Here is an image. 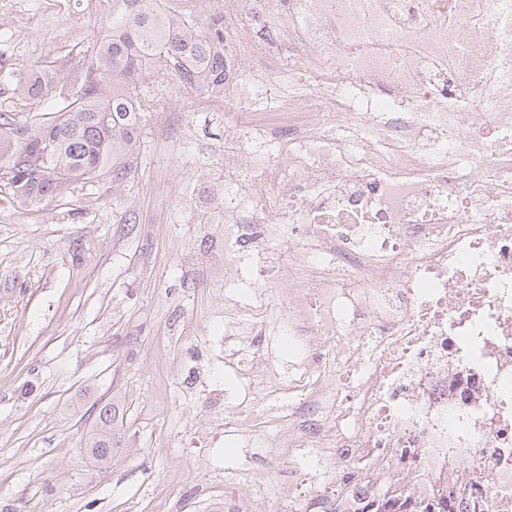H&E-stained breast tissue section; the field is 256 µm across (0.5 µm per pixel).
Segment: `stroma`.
Listing matches in <instances>:
<instances>
[{"label": "stroma", "instance_id": "obj_1", "mask_svg": "<svg viewBox=\"0 0 512 512\" xmlns=\"http://www.w3.org/2000/svg\"><path fill=\"white\" fill-rule=\"evenodd\" d=\"M112 0H0L13 82L53 61L59 93ZM203 89L139 88L137 155L27 204L0 186V512H227V478L288 469L224 436L242 378L224 364V152L234 133ZM112 402V461L85 451ZM194 465L184 468V454Z\"/></svg>", "mask_w": 512, "mask_h": 512}]
</instances>
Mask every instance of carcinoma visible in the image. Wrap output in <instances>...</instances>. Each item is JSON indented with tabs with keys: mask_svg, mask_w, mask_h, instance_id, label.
I'll use <instances>...</instances> for the list:
<instances>
[{
	"mask_svg": "<svg viewBox=\"0 0 512 512\" xmlns=\"http://www.w3.org/2000/svg\"><path fill=\"white\" fill-rule=\"evenodd\" d=\"M105 29L76 97L47 111L39 108L59 82L58 71L44 65L18 87L35 113L25 121L0 113V186L17 200L51 201L70 185L105 172L114 183L129 177L142 111L136 90L148 65L171 67L189 88L224 90L222 17L199 27L162 10L159 0H112ZM85 447L101 461L110 458L112 403L100 406ZM396 505L378 491L361 512H402Z\"/></svg>",
	"mask_w": 512,
	"mask_h": 512,
	"instance_id": "cac0c4a2",
	"label": "carcinoma"
}]
</instances>
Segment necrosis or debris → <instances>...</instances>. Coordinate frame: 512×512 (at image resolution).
<instances>
[{
  "label": "necrosis or debris",
  "mask_w": 512,
  "mask_h": 512,
  "mask_svg": "<svg viewBox=\"0 0 512 512\" xmlns=\"http://www.w3.org/2000/svg\"><path fill=\"white\" fill-rule=\"evenodd\" d=\"M224 13L226 360L305 486L512 512V0H199ZM268 60L255 68L257 60ZM287 284L295 302L274 297ZM302 349L288 379L260 349Z\"/></svg>",
  "instance_id": "obj_1"
}]
</instances>
